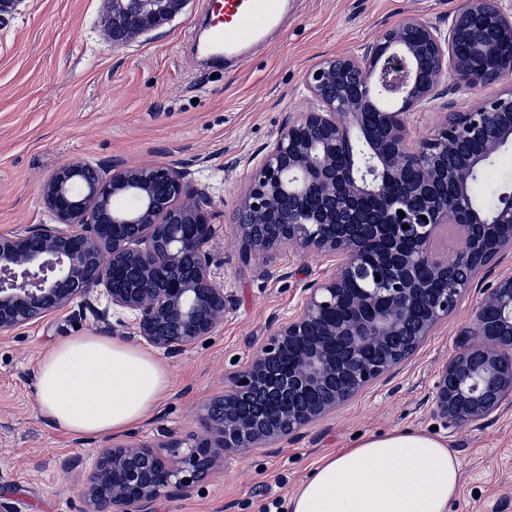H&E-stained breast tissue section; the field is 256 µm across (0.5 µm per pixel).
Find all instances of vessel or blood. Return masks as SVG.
Returning <instances> with one entry per match:
<instances>
[{
  "label": "vessel or blood",
  "instance_id": "1",
  "mask_svg": "<svg viewBox=\"0 0 512 512\" xmlns=\"http://www.w3.org/2000/svg\"><path fill=\"white\" fill-rule=\"evenodd\" d=\"M288 0H209L207 52L233 68L266 41L288 12Z\"/></svg>",
  "mask_w": 512,
  "mask_h": 512
}]
</instances>
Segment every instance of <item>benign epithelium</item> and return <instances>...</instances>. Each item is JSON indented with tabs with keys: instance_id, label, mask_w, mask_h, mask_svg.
I'll return each instance as SVG.
<instances>
[{
	"instance_id": "obj_1",
	"label": "benign epithelium",
	"mask_w": 512,
	"mask_h": 512,
	"mask_svg": "<svg viewBox=\"0 0 512 512\" xmlns=\"http://www.w3.org/2000/svg\"><path fill=\"white\" fill-rule=\"evenodd\" d=\"M189 2L112 0V47L172 20ZM508 32L512 13L501 0H460L445 31L411 15L360 51L306 71L307 106L288 117L253 167L234 223L247 253L314 250L333 262L331 274L305 284L291 315L227 373L224 393L205 407L207 436L188 446L173 439L167 454L128 439L99 449L84 512H152L160 497L193 490L225 452L270 447L327 417L388 379L479 284L474 327L457 334L433 403L444 425L478 426L512 402V272L495 273L512 252V237L499 233L512 224V192L492 210L477 208L470 193L475 175L512 148V93L451 114L413 146L406 136L410 111L436 100L447 79L473 89L501 78L476 73L457 46L492 54ZM354 140L361 150L338 167L336 148ZM411 168L418 178L407 184ZM187 175L169 164L82 157L58 166L41 187L50 222L0 234V335L77 300L101 329L122 328L169 355L211 335L225 308L207 249L216 214ZM369 196L381 200L378 209L365 208ZM414 197L423 205H412ZM126 198L137 207L120 206ZM450 224L460 245L448 258L437 244ZM422 267L426 278L417 275ZM100 290L102 308L91 299ZM339 305L348 308L342 320ZM113 307L134 322L112 323ZM300 339L304 353L282 366ZM370 351L379 357L368 359Z\"/></svg>"
}]
</instances>
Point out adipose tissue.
<instances>
[{
    "instance_id": "ef3b65f1",
    "label": "adipose tissue",
    "mask_w": 512,
    "mask_h": 512,
    "mask_svg": "<svg viewBox=\"0 0 512 512\" xmlns=\"http://www.w3.org/2000/svg\"><path fill=\"white\" fill-rule=\"evenodd\" d=\"M169 388L166 365L105 336H73L42 359L38 409L68 435L104 436L142 421ZM460 463L422 431L371 437L325 460L289 501L290 512H448Z\"/></svg>"
}]
</instances>
